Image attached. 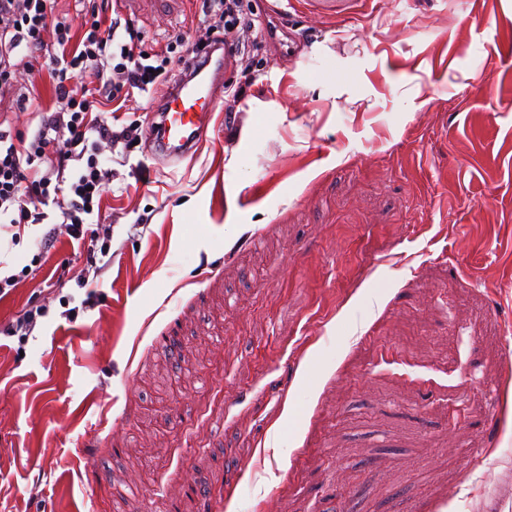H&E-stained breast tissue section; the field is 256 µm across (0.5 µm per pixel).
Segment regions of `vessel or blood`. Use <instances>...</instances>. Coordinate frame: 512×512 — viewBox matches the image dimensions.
<instances>
[{"label":"vessel or blood","mask_w":512,"mask_h":512,"mask_svg":"<svg viewBox=\"0 0 512 512\" xmlns=\"http://www.w3.org/2000/svg\"><path fill=\"white\" fill-rule=\"evenodd\" d=\"M221 68H199L170 82L156 99L162 114L155 144L166 156L179 158L201 139L220 101Z\"/></svg>","instance_id":"vessel-or-blood-1"}]
</instances>
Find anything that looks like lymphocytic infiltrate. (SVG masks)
Wrapping results in <instances>:
<instances>
[{
  "label": "lymphocytic infiltrate",
  "mask_w": 512,
  "mask_h": 512,
  "mask_svg": "<svg viewBox=\"0 0 512 512\" xmlns=\"http://www.w3.org/2000/svg\"><path fill=\"white\" fill-rule=\"evenodd\" d=\"M110 0H93L82 36H73L64 22H51V0H0V98L13 91L14 57L19 47L29 52L52 48L48 67L54 102L40 112L39 129L26 144H15L10 132L0 130V238L19 243L27 228L43 225L46 213L30 210L26 193L49 198L51 192L67 189L69 200L62 211L67 235L77 241L99 242L101 256L111 249V227L93 224L105 179L110 175L103 167L97 149L98 140L111 146H130L138 138L133 125L112 129L107 120L95 115L97 99L118 100L123 90L147 91L166 80L170 70L187 60L185 51L168 44L167 56L160 63L150 61L142 46L140 33L120 17L109 15ZM206 22L208 39L223 43L225 54L232 45L223 38L232 27L249 32L241 0H195ZM97 72L98 84L89 88L79 84L85 70ZM97 140H90V133ZM64 137L66 150L49 161L36 180L28 171L35 160L46 159L52 137Z\"/></svg>",
  "instance_id": "obj_1"
}]
</instances>
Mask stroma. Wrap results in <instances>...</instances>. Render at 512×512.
<instances>
[{"label": "stroma", "mask_w": 512, "mask_h": 512, "mask_svg": "<svg viewBox=\"0 0 512 512\" xmlns=\"http://www.w3.org/2000/svg\"><path fill=\"white\" fill-rule=\"evenodd\" d=\"M217 109L179 160L133 90L101 144L112 257L44 205L0 326V512H486L512 471V0H245ZM189 0H121L150 53ZM16 93L49 97L19 51ZM41 261H34V254ZM478 367L485 381L462 378ZM294 399L304 432L279 427ZM47 308L35 307L24 311L15 322L0 330V334L7 337L18 336L19 339L28 338L36 327L39 318L46 317Z\"/></svg>", "instance_id": "1"}]
</instances>
